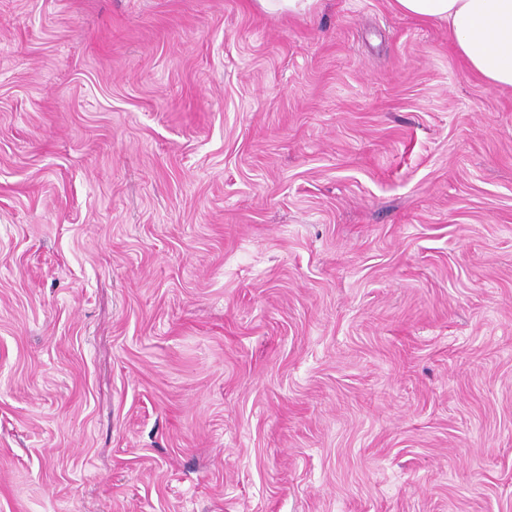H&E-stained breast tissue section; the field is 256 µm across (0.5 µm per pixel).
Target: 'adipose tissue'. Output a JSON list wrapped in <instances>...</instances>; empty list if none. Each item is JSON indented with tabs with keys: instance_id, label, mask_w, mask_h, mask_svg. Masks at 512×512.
Instances as JSON below:
<instances>
[{
	"instance_id": "adipose-tissue-1",
	"label": "adipose tissue",
	"mask_w": 512,
	"mask_h": 512,
	"mask_svg": "<svg viewBox=\"0 0 512 512\" xmlns=\"http://www.w3.org/2000/svg\"><path fill=\"white\" fill-rule=\"evenodd\" d=\"M397 11L447 23L455 53L490 87L512 89V0H394Z\"/></svg>"
}]
</instances>
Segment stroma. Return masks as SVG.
<instances>
[{
  "instance_id": "stroma-1",
  "label": "stroma",
  "mask_w": 512,
  "mask_h": 512,
  "mask_svg": "<svg viewBox=\"0 0 512 512\" xmlns=\"http://www.w3.org/2000/svg\"><path fill=\"white\" fill-rule=\"evenodd\" d=\"M0 512H512V90L390 0H0ZM261 10L269 13L303 14L309 11L317 0H255Z\"/></svg>"
}]
</instances>
